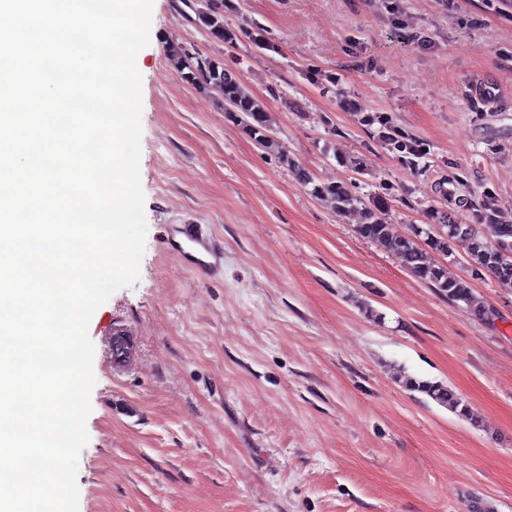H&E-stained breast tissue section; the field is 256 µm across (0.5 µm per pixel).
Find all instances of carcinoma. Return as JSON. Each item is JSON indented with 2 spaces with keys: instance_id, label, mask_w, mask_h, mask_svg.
Segmentation results:
<instances>
[{
  "instance_id": "1",
  "label": "carcinoma",
  "mask_w": 512,
  "mask_h": 512,
  "mask_svg": "<svg viewBox=\"0 0 512 512\" xmlns=\"http://www.w3.org/2000/svg\"><path fill=\"white\" fill-rule=\"evenodd\" d=\"M229 8L226 0H210L199 13L200 23L209 34L221 41L230 42L237 38L236 32L224 20V10ZM168 56L172 64L185 72L188 81L202 79L209 89L216 92L224 102V111L245 123L250 135L263 148L275 146L270 138L271 118L262 103L253 97L241 82L238 74L222 63L191 57L179 45L168 47ZM360 121L368 126L378 125V136L386 149L401 158L408 166L427 155L426 144L394 126L386 116L366 113ZM281 164L291 168L295 180L308 188L310 194L331 204L338 213L358 211L362 221L356 225V233L387 251L396 255L400 262L418 279L438 290L448 301L466 307L477 316L485 318L488 309L475 303L471 289L464 280L448 277L445 268L434 261L431 253L448 255L451 243L459 238L468 242V264L475 275L490 273L502 288H512V267L506 268L500 259V250L512 251V224H495L488 221V226L497 230V237L502 242L493 244L480 234L467 232L449 233L443 237L425 225L421 230H409L407 234L399 233L396 225L388 224L382 218V195H376L372 201L356 194L343 183H317L310 173L293 162L288 153L278 149ZM398 383L406 390L418 393L436 404L448 409L463 419H472L471 411L462 398L447 384L440 381L423 379L399 372Z\"/></svg>"
}]
</instances>
